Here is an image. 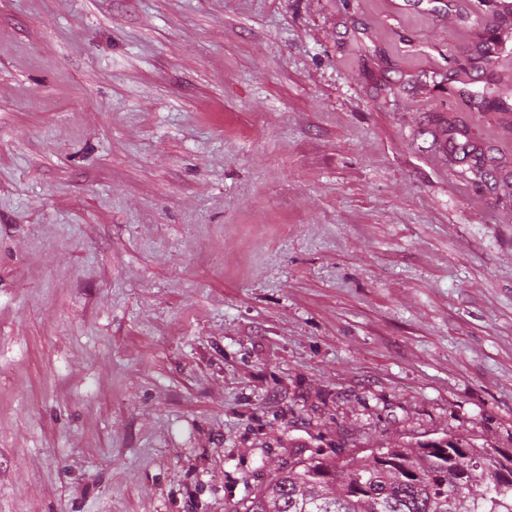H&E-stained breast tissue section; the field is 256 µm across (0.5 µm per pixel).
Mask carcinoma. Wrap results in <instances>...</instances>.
Wrapping results in <instances>:
<instances>
[{
    "label": "carcinoma",
    "instance_id": "carcinoma-1",
    "mask_svg": "<svg viewBox=\"0 0 512 512\" xmlns=\"http://www.w3.org/2000/svg\"><path fill=\"white\" fill-rule=\"evenodd\" d=\"M338 452L301 447L234 512H512V449L452 436Z\"/></svg>",
    "mask_w": 512,
    "mask_h": 512
}]
</instances>
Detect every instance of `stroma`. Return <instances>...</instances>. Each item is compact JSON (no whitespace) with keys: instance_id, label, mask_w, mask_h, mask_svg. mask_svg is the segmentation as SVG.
Listing matches in <instances>:
<instances>
[{"instance_id":"1","label":"stroma","mask_w":512,"mask_h":512,"mask_svg":"<svg viewBox=\"0 0 512 512\" xmlns=\"http://www.w3.org/2000/svg\"><path fill=\"white\" fill-rule=\"evenodd\" d=\"M398 3L0 0V512L512 448V15Z\"/></svg>"}]
</instances>
